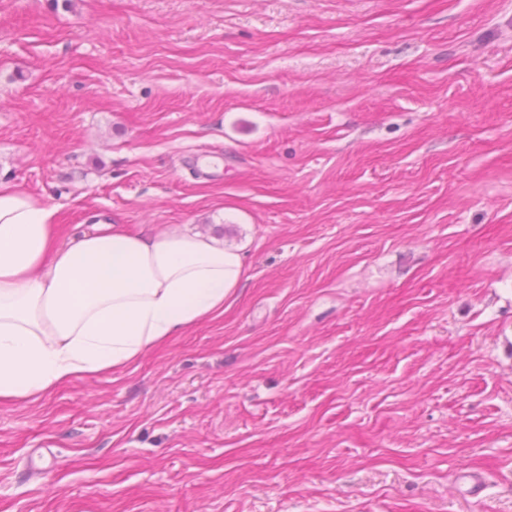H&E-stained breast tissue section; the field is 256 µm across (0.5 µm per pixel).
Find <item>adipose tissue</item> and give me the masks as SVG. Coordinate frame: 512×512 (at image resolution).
Returning <instances> with one entry per match:
<instances>
[{"mask_svg": "<svg viewBox=\"0 0 512 512\" xmlns=\"http://www.w3.org/2000/svg\"><path fill=\"white\" fill-rule=\"evenodd\" d=\"M55 207L0 190V399L116 369L223 313L239 287L241 249L173 228L98 224L54 243Z\"/></svg>", "mask_w": 512, "mask_h": 512, "instance_id": "adipose-tissue-1", "label": "adipose tissue"}]
</instances>
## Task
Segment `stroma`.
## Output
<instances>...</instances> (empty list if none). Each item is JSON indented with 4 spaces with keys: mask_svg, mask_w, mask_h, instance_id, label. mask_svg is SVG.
I'll return each mask as SVG.
<instances>
[{
    "mask_svg": "<svg viewBox=\"0 0 512 512\" xmlns=\"http://www.w3.org/2000/svg\"><path fill=\"white\" fill-rule=\"evenodd\" d=\"M0 185L246 249L0 401V512H512V0H0Z\"/></svg>",
    "mask_w": 512,
    "mask_h": 512,
    "instance_id": "1",
    "label": "stroma"
}]
</instances>
